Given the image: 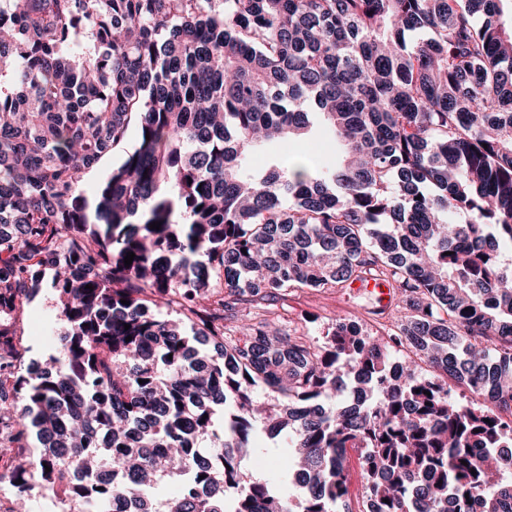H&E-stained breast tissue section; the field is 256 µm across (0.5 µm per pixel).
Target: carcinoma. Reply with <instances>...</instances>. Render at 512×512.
Returning a JSON list of instances; mask_svg holds the SVG:
<instances>
[{"instance_id": "1", "label": "carcinoma", "mask_w": 512, "mask_h": 512, "mask_svg": "<svg viewBox=\"0 0 512 512\" xmlns=\"http://www.w3.org/2000/svg\"><path fill=\"white\" fill-rule=\"evenodd\" d=\"M506 7L0 0V314L51 268L65 321L36 371L11 370L0 329V432L38 448L0 481L81 512H290L242 471L260 424L301 512H350L352 449L361 512H512ZM317 122L342 163L246 170ZM118 149L88 200L83 174ZM372 281L398 296L387 340L281 329L278 297ZM349 468L351 474L349 508L358 512L362 508L363 486L357 452L350 451Z\"/></svg>"}]
</instances>
